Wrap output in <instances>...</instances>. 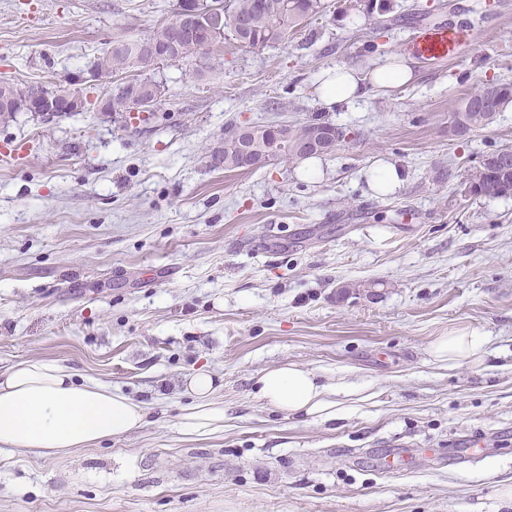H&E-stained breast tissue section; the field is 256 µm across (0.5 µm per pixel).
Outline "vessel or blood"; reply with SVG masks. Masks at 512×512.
Here are the masks:
<instances>
[{
    "instance_id": "b4317fda",
    "label": "vessel or blood",
    "mask_w": 512,
    "mask_h": 512,
    "mask_svg": "<svg viewBox=\"0 0 512 512\" xmlns=\"http://www.w3.org/2000/svg\"><path fill=\"white\" fill-rule=\"evenodd\" d=\"M476 34L461 22H440L413 27L402 50L428 65H439L458 58L465 48L474 46Z\"/></svg>"
}]
</instances>
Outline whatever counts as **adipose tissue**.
Here are the masks:
<instances>
[{"label":"adipose tissue","mask_w":512,"mask_h":512,"mask_svg":"<svg viewBox=\"0 0 512 512\" xmlns=\"http://www.w3.org/2000/svg\"><path fill=\"white\" fill-rule=\"evenodd\" d=\"M355 70L336 67L320 77L319 97L326 107L359 99ZM435 362L480 366L490 355L489 338L476 330H457L429 346ZM257 392L269 407L288 415L333 422L357 410L365 397L343 378L333 382L294 363L264 370ZM217 378L201 368L189 375L185 392L192 402L180 417L183 434L202 438L224 429V402ZM149 408L111 386L76 380L72 372L47 360H26L0 372V447L36 455L65 453L126 435L146 424Z\"/></svg>","instance_id":"1"}]
</instances>
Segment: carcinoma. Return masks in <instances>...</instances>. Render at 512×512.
Listing matches in <instances>:
<instances>
[{"instance_id": "obj_1", "label": "carcinoma", "mask_w": 512, "mask_h": 512, "mask_svg": "<svg viewBox=\"0 0 512 512\" xmlns=\"http://www.w3.org/2000/svg\"><path fill=\"white\" fill-rule=\"evenodd\" d=\"M320 0H227L228 17L224 18V33L220 39L227 36L240 43L251 46H265L285 39L288 30L300 25L309 16L319 12ZM243 17L247 21L244 28H234L231 19ZM138 43V40L124 39L117 43V47L105 52L96 64L97 73L104 77H110L113 73L128 67H139L147 70L157 64L159 60L147 49L133 55L130 49ZM210 53L199 47V39L187 32L178 41L174 49L173 59L177 61H191L197 57ZM130 83H125L117 88L112 95L109 110L123 112L131 108L135 103L128 92ZM49 91L41 85H27L19 87L15 84L0 82V119L5 121L16 116L14 99H41ZM512 102V84H502L498 90V97L489 102V107L469 113L468 123L455 122L451 131L458 135H465L474 128L485 127L492 124L499 112ZM336 126L330 123H306L300 126L287 127L284 130L281 152L293 153V144L300 138L311 134H324L335 132ZM511 153L509 162L503 165L491 163L494 155L487 156L478 168L470 174L469 183L472 191L484 196H503L512 194V148L507 149ZM210 166L214 169L238 170L236 162V150L231 141L224 142V146L214 148L209 154Z\"/></svg>"}]
</instances>
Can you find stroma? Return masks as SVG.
Masks as SVG:
<instances>
[{"label": "stroma", "mask_w": 512, "mask_h": 512, "mask_svg": "<svg viewBox=\"0 0 512 512\" xmlns=\"http://www.w3.org/2000/svg\"><path fill=\"white\" fill-rule=\"evenodd\" d=\"M343 2L321 0L285 41L144 71L165 92L133 127L103 111L92 72L177 0H0V80L86 102L0 123V151L30 144L0 165V370L52 360L151 406L149 424L93 448L0 449V512H512V195L466 178L512 148V104L448 133L463 97L512 83V0ZM449 19L477 32L464 56L320 105L321 71L368 75L411 27ZM311 121L346 133L316 179L285 157L208 166L235 129ZM381 161L403 171L385 197L367 184ZM467 328L489 336V365H436L429 344ZM288 362L370 398L334 423L273 410L254 380ZM203 367L225 419L197 439L177 417ZM472 437L482 450L459 464ZM390 448L403 458L379 471Z\"/></svg>", "instance_id": "1"}]
</instances>
